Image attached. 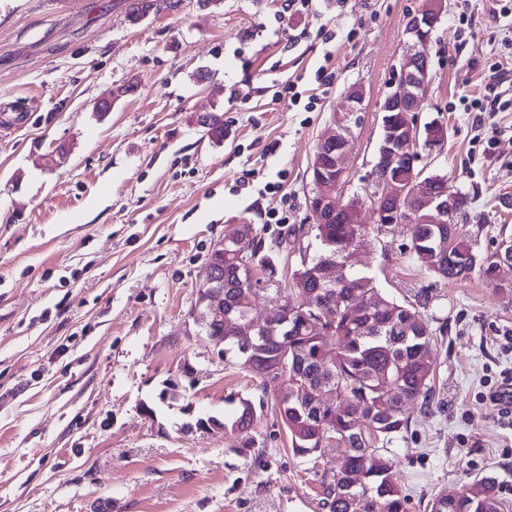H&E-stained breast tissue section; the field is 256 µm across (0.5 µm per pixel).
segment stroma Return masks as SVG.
<instances>
[{"instance_id":"35a3bbf8","label":"stroma","mask_w":512,"mask_h":512,"mask_svg":"<svg viewBox=\"0 0 512 512\" xmlns=\"http://www.w3.org/2000/svg\"><path fill=\"white\" fill-rule=\"evenodd\" d=\"M425 51L432 80L420 123L447 143L422 157L466 193L460 230L479 251L512 235V104L465 111L495 70L512 72L505 0H447ZM421 0H182L132 23L127 0H0V512H328L321 480L335 454L294 456L276 398L226 363L190 312L213 245L239 224L263 232L279 279L308 239L314 150L367 91L344 160L366 187L378 104ZM333 71L324 85L319 68ZM133 92L117 96V87ZM314 97L288 108L289 86ZM111 101L106 114L96 111ZM220 114L224 139L198 123ZM65 146L61 164L49 154ZM393 242L368 236L360 267L396 300L436 285L426 311L439 404L414 411L393 477L410 512L435 494L494 478L512 512V415L488 395L512 377V268L498 282L437 283ZM195 372L175 401L159 394ZM250 399L247 432L197 430Z\"/></svg>"}]
</instances>
